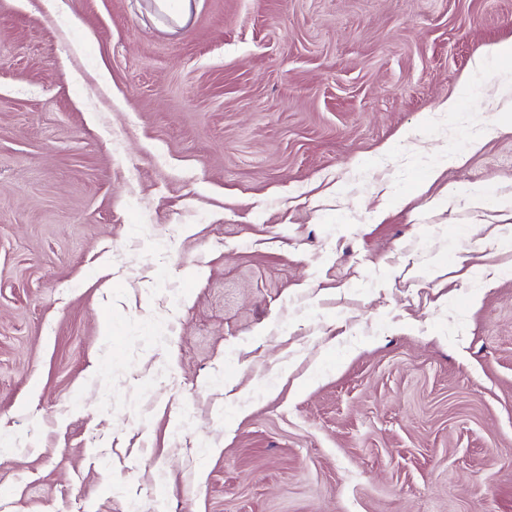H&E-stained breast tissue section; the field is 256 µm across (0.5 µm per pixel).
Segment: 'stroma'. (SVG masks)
Wrapping results in <instances>:
<instances>
[{
    "label": "stroma",
    "instance_id": "35a3bbf8",
    "mask_svg": "<svg viewBox=\"0 0 512 512\" xmlns=\"http://www.w3.org/2000/svg\"><path fill=\"white\" fill-rule=\"evenodd\" d=\"M191 3L0 0V512H512V0ZM512 58V43H503L492 46L475 61L472 81L461 88L458 97L448 101L445 106L446 112H459L464 100L473 97L483 87L485 80L495 69L500 60Z\"/></svg>",
    "mask_w": 512,
    "mask_h": 512
}]
</instances>
